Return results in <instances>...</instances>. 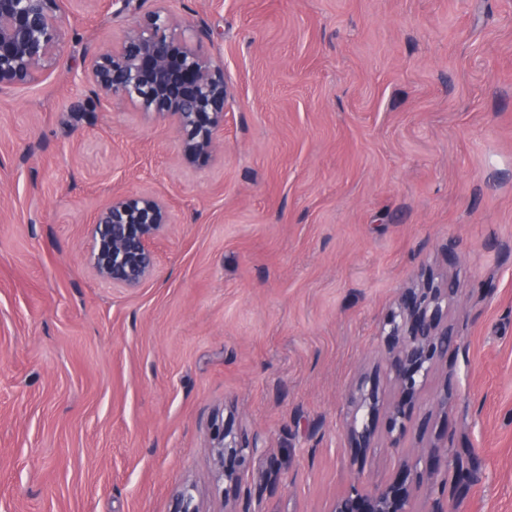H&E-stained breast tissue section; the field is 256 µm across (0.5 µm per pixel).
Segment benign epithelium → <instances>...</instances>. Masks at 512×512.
<instances>
[{
    "instance_id": "7a95c632",
    "label": "benign epithelium",
    "mask_w": 512,
    "mask_h": 512,
    "mask_svg": "<svg viewBox=\"0 0 512 512\" xmlns=\"http://www.w3.org/2000/svg\"><path fill=\"white\" fill-rule=\"evenodd\" d=\"M67 12L64 0H0V92L40 82L66 45ZM87 81L112 100L140 112L170 118L180 136L186 160L210 159L224 129L227 88L224 71L192 43L186 29L165 9L154 11L125 28L104 50L92 56ZM172 223L169 205L159 197L115 193L101 209L93 227L91 260L97 277L114 288H138L155 272L152 244ZM454 289L428 280L404 290L398 307L383 327L386 368L401 397L387 408L390 451L399 464L384 484L360 477L336 497L332 512H414L417 493L426 490L427 512H449L448 499L434 489L448 484V468L456 464L448 439L418 448H402L400 439L411 420L414 399L437 359L448 352L454 337L448 332V301ZM349 405L366 413L361 425L348 426L354 457L365 456L376 442L373 419L381 404L375 388L363 379L353 389ZM448 412V385L431 402L428 414ZM216 479L224 481L242 500L240 512H252V497L262 486L244 485L260 438L243 428L218 423L214 428ZM192 485L173 498L171 512H201Z\"/></svg>"
}]
</instances>
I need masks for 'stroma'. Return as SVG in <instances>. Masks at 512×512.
<instances>
[{"label": "stroma", "mask_w": 512, "mask_h": 512, "mask_svg": "<svg viewBox=\"0 0 512 512\" xmlns=\"http://www.w3.org/2000/svg\"><path fill=\"white\" fill-rule=\"evenodd\" d=\"M165 6L228 96L217 156L186 163L167 120L90 92L92 55ZM42 84L0 93V512H224L212 425L257 433L255 512H330L385 481L381 432L351 462L347 396L397 398L380 327L447 274L440 388L470 472L456 512H512V0H74ZM174 222L157 272L112 288L90 262L113 192ZM276 481L265 482L270 467Z\"/></svg>", "instance_id": "obj_1"}]
</instances>
